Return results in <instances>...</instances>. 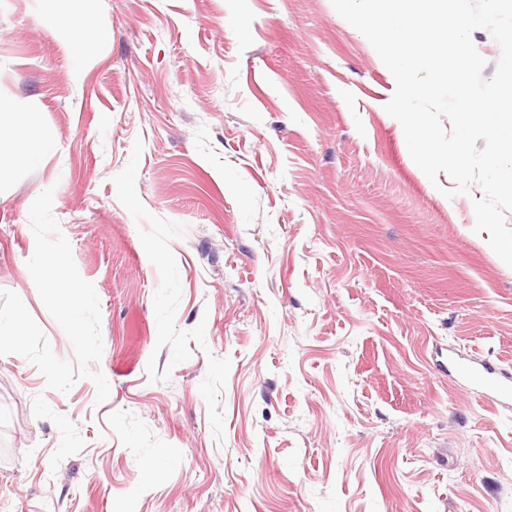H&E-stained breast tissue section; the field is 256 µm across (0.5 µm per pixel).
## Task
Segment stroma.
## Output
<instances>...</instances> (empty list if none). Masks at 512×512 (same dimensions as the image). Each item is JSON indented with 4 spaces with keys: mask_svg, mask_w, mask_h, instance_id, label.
<instances>
[{
    "mask_svg": "<svg viewBox=\"0 0 512 512\" xmlns=\"http://www.w3.org/2000/svg\"><path fill=\"white\" fill-rule=\"evenodd\" d=\"M0 0V96L54 135L0 180V289L74 361L26 267L53 215L100 301L110 394L0 356V512H512V267L429 181L395 80L331 0ZM60 28L63 36L69 39L70 45L76 51L75 65L71 76L78 78L89 61L85 49L88 44L86 23L77 15H69L60 23ZM455 355L453 352L448 354V374L455 373L477 385L478 395L487 405L511 412V375L496 363L475 358L464 359Z\"/></svg>",
    "mask_w": 512,
    "mask_h": 512,
    "instance_id": "35a3bbf8",
    "label": "stroma"
}]
</instances>
